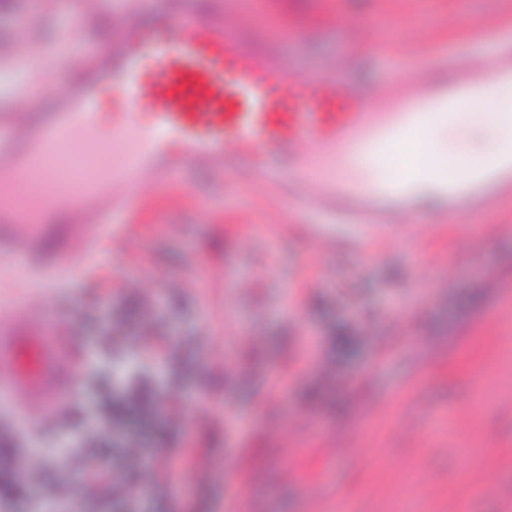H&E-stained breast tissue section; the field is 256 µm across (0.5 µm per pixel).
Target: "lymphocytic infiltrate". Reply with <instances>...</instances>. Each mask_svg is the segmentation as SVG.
Masks as SVG:
<instances>
[{"label": "lymphocytic infiltrate", "instance_id": "1", "mask_svg": "<svg viewBox=\"0 0 512 512\" xmlns=\"http://www.w3.org/2000/svg\"><path fill=\"white\" fill-rule=\"evenodd\" d=\"M98 285L108 300L102 312L103 326L86 345L87 355L101 349L117 350L125 343L127 332L136 334L137 368L127 380L105 385L99 392L93 409L74 410L45 421L43 428L29 426L21 414L0 413V447L4 448L7 465L14 483L28 482L21 449L31 448L42 441L43 429L56 434H71L68 458L74 467L91 471V478L72 488L56 477V460L48 458L44 469L41 496L29 503V512H72L78 495L91 496L107 491L113 480L111 470L102 465V458L114 448H138L142 442L138 432L145 426L157 437L175 435L184 422V411L177 405H159L156 393L166 369L173 363L170 336L176 328H161L156 320L164 302L156 296L142 295L133 276L118 279L100 277ZM137 309L140 319L130 324L129 309ZM209 457L208 449L188 444L174 456L152 458L154 480L138 486L139 468L130 466L126 475L128 498L123 512H140L141 496L173 497L180 475L202 469Z\"/></svg>", "mask_w": 512, "mask_h": 512}]
</instances>
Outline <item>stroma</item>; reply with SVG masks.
I'll list each match as a JSON object with an SVG mask.
<instances>
[{
	"label": "stroma",
	"instance_id": "obj_1",
	"mask_svg": "<svg viewBox=\"0 0 512 512\" xmlns=\"http://www.w3.org/2000/svg\"><path fill=\"white\" fill-rule=\"evenodd\" d=\"M177 2L150 0L135 13L121 0H0V103L18 113L43 111L47 93L82 77L87 56L111 44L115 27L165 25ZM194 2L200 19L238 25L253 46L280 42L289 63L306 72L343 61L350 90L377 104L389 95L380 60L395 64L409 89L427 80L436 56L451 52L460 64L477 65L498 61L512 46V0ZM373 33L381 50L369 43ZM439 220L428 214L376 250L341 243L321 253L306 227L324 223L323 215L236 171L201 169L151 193L131 217L135 236L109 242L92 266L116 278L138 266L144 294L193 285L192 300L161 315L180 329L163 400L183 405L191 429L203 413L223 414L229 394L247 428L205 436L210 466L181 479L178 499L141 500V512H225L246 468L258 479L238 512H311L317 487L339 489L353 512H401L409 501L424 502L426 512H454L486 471L495 483L470 512H512V195L493 209L468 211L447 235L431 232ZM304 281L322 290L306 305L296 297ZM19 294L48 322L71 321L78 341L102 309L94 282H73L67 270L46 284L5 266L0 299ZM353 313L370 320L367 334L352 331ZM308 329L324 331L335 378L322 379L313 365L295 390L273 388V372ZM388 338L399 347L377 364V345ZM229 339L253 384L215 367ZM352 378L363 382L356 401L346 394ZM268 397L282 401V410L267 411ZM383 401L391 408L380 422L368 410ZM295 408L307 419L293 448H284L271 428ZM463 409L469 420L460 428ZM330 444L346 449L348 461L327 454ZM50 455L61 480L86 481L87 472L48 443L26 456L32 488H40ZM423 474L438 496L421 493Z\"/></svg>",
	"mask_w": 512,
	"mask_h": 512
}]
</instances>
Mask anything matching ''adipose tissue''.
I'll list each match as a JSON object with an SVG mask.
<instances>
[{
	"label": "adipose tissue",
	"instance_id": "1",
	"mask_svg": "<svg viewBox=\"0 0 512 512\" xmlns=\"http://www.w3.org/2000/svg\"><path fill=\"white\" fill-rule=\"evenodd\" d=\"M504 112L512 113V85L508 83L494 92H477L460 101L440 129L401 142L396 156L402 173H410L419 164L420 145L425 141L430 144L432 162L448 164L459 172L511 154L512 122L501 120Z\"/></svg>",
	"mask_w": 512,
	"mask_h": 512
}]
</instances>
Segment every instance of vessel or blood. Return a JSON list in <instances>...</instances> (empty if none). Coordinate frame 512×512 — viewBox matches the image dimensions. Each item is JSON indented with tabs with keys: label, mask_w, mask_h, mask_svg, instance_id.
I'll return each instance as SVG.
<instances>
[{
	"label": "vessel or blood",
	"mask_w": 512,
	"mask_h": 512,
	"mask_svg": "<svg viewBox=\"0 0 512 512\" xmlns=\"http://www.w3.org/2000/svg\"><path fill=\"white\" fill-rule=\"evenodd\" d=\"M193 14L182 0L166 35L132 26L45 111L22 120L0 106V260L39 278L73 267L128 235L125 217L145 186L219 164L336 216L308 227L323 253L342 235L358 245L408 228L426 195L440 201L433 230L444 234L467 206L512 193V156L462 176L393 165L400 142L512 79L511 58L472 80L447 61L444 82L376 112L341 77L291 73L278 55L245 48L241 30ZM107 94L117 110L104 138L97 108ZM80 362L68 331L46 328L28 305L0 312V393L30 422L76 397Z\"/></svg>",
	"instance_id": "obj_1"
}]
</instances>
